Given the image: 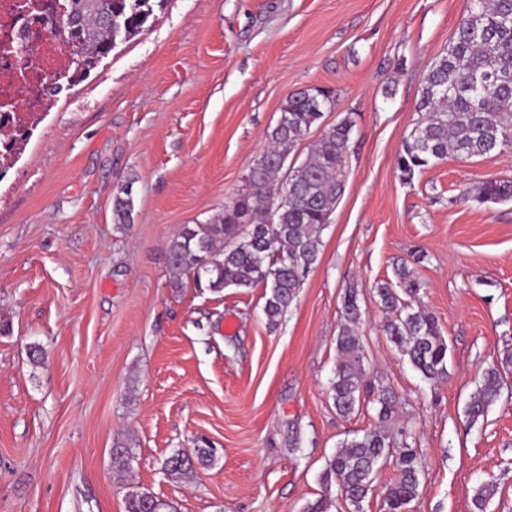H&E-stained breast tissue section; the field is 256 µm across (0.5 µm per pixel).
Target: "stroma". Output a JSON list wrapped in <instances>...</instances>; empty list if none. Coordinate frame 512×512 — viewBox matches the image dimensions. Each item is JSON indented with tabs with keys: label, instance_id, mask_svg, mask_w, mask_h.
<instances>
[{
	"label": "stroma",
	"instance_id": "obj_1",
	"mask_svg": "<svg viewBox=\"0 0 512 512\" xmlns=\"http://www.w3.org/2000/svg\"><path fill=\"white\" fill-rule=\"evenodd\" d=\"M467 0H165L143 31L44 113L0 181V512H124L148 491L174 512H297L325 492L326 459L376 423L328 396L342 297L357 291L368 377L398 398L422 456L411 512H512V392L465 407L512 354V148L448 156L412 180L396 157L420 121L423 80ZM334 91L323 123L353 115L344 192L318 266L276 327L263 288L169 285L167 244L244 186L282 104ZM133 179L116 231L112 199ZM448 343L422 379L389 342L374 292L400 259ZM45 350L32 365L28 346ZM217 460L184 478L163 460L200 439ZM131 468L112 467L116 444ZM477 191L483 202H509L512 201V180L485 181L478 186ZM511 366L512 355L507 354L501 360L500 366H492L484 370L482 381L466 407V413L472 422L483 416L488 406L500 397L506 371H509Z\"/></svg>",
	"mask_w": 512,
	"mask_h": 512
}]
</instances>
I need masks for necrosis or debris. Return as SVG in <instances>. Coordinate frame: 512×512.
I'll list each match as a JSON object with an SVG mask.
<instances>
[{
  "mask_svg": "<svg viewBox=\"0 0 512 512\" xmlns=\"http://www.w3.org/2000/svg\"><path fill=\"white\" fill-rule=\"evenodd\" d=\"M23 0H0V162L14 160L20 143L19 130L33 114L49 111L53 102L41 95L51 74L68 70L71 60L54 22L60 8L47 5L42 11L21 14ZM28 43L26 60L15 59L14 48Z\"/></svg>",
  "mask_w": 512,
  "mask_h": 512,
  "instance_id": "1",
  "label": "necrosis or debris"
}]
</instances>
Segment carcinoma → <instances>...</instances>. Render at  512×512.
<instances>
[{
    "label": "carcinoma",
    "mask_w": 512,
    "mask_h": 512,
    "mask_svg": "<svg viewBox=\"0 0 512 512\" xmlns=\"http://www.w3.org/2000/svg\"><path fill=\"white\" fill-rule=\"evenodd\" d=\"M162 0H68L64 15L72 19L65 28L66 43L76 44L84 61L78 80L86 78L117 41L135 36ZM112 14V22L106 15ZM437 86L446 93H422L418 110L422 121L413 129L397 157L401 177L413 179L432 161L453 154L485 156L512 146V0H469L458 21L448 51L425 77L424 87ZM333 92L309 88L281 107L268 149L245 176V188L224 204V212L206 224H186L168 243L171 285L182 286L192 277L195 287L221 292L228 287L263 285L262 312L270 327L277 326L296 302L309 273L320 260L321 235L344 186V158L354 118L344 116L327 127L304 161L280 179L281 161L295 150L311 128L331 111ZM133 181L113 198V221L124 230L133 220ZM288 188V201L278 190ZM483 202L512 201V180L481 183ZM422 283L415 268L403 262L392 277L375 284L384 314V330L396 350L408 359L423 379L436 382L448 375V343L437 318L419 302ZM343 324L336 336V366L329 394L336 413H359L376 395L377 425L361 436L345 439L327 459L321 475L326 490L337 486L341 496L362 512V503L374 491V475L380 462L393 456L398 477L384 493L385 512H407L420 487L421 456L407 441L394 439L392 421L397 415L393 392L374 388L364 365L363 347L356 329L361 321L357 291L348 288L342 304ZM512 367L507 354L500 365L484 370L482 381L467 404L468 417L476 421L496 401L505 374ZM214 460L208 445L192 451L178 450L163 468L185 475L196 467L207 468ZM496 484L482 482L472 498L474 512H486ZM334 501L326 493L307 502L298 512H332ZM169 505L148 492L128 493L125 512H167Z\"/></svg>",
    "instance_id": "obj_1"
}]
</instances>
